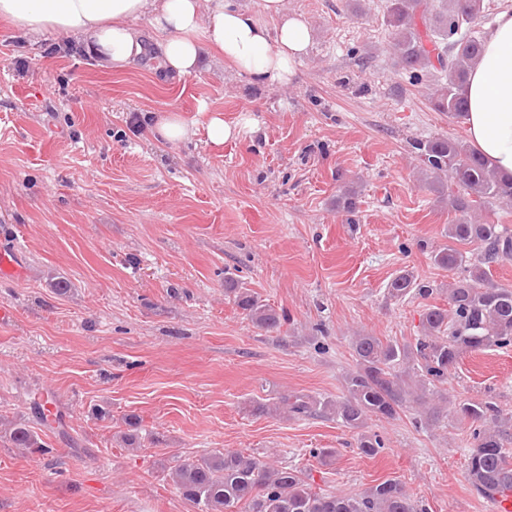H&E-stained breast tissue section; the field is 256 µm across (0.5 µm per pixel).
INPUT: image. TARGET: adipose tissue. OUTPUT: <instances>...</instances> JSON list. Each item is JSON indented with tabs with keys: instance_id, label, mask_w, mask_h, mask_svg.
Here are the masks:
<instances>
[{
	"instance_id": "ef3b65f1",
	"label": "adipose tissue",
	"mask_w": 512,
	"mask_h": 512,
	"mask_svg": "<svg viewBox=\"0 0 512 512\" xmlns=\"http://www.w3.org/2000/svg\"><path fill=\"white\" fill-rule=\"evenodd\" d=\"M262 10L263 17H256L233 0H0V19L23 37L62 33L108 68H128L143 54L135 22L144 17L156 35L160 66L171 74L195 75L220 58L254 79L285 86L309 47L311 28L287 13L284 0H262ZM461 93L469 102L463 122L470 144L490 169L511 178L512 6L496 14ZM255 126L249 117L232 125L212 112L199 127L169 112L158 117L153 134L176 142L201 130L211 145L220 146Z\"/></svg>"
}]
</instances>
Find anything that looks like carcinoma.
Instances as JSON below:
<instances>
[{"instance_id": "carcinoma-1", "label": "carcinoma", "mask_w": 512, "mask_h": 512, "mask_svg": "<svg viewBox=\"0 0 512 512\" xmlns=\"http://www.w3.org/2000/svg\"><path fill=\"white\" fill-rule=\"evenodd\" d=\"M387 0L384 23L392 35L398 65L413 82L431 78L436 89L430 104L437 112L460 117L466 102L460 88L480 57L483 41L465 29L485 11L484 0ZM426 166L435 176L448 175L454 189L448 204L460 213L448 225L451 244L433 256L434 263L456 275L448 287V308L431 307L422 317L424 335L413 343L382 341L373 335L354 338L355 370L345 378L347 395L323 410L336 413L346 427L358 431L361 454L374 457L384 449V439L366 431L367 420H394L406 401L403 374L416 363L422 382H442L467 352L512 346V287L487 283L486 267L512 257V235L489 221L474 223L471 214L490 199L512 201V180L489 169L474 150L448 138L415 142ZM475 246L473 261L465 262L453 243ZM235 303L257 326L280 327V315L245 288L230 287ZM427 294L430 288L405 271L388 288L391 297ZM317 403L304 395L288 399V412L305 416ZM462 412L475 427L473 447L466 449V476L478 498L496 502L512 491V438L502 429V411L493 398L466 403ZM14 448L29 453L48 452L37 432L25 424L9 433ZM184 498L201 512H428L415 503L396 480H385L362 495L313 490L306 476L288 467L276 468L242 452L227 451L186 459L172 471Z\"/></svg>"}]
</instances>
